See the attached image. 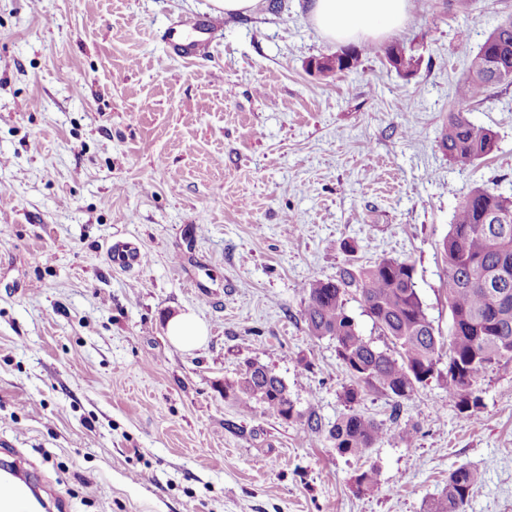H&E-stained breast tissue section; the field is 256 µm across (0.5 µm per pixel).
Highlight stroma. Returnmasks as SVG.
<instances>
[{"label":"stroma","instance_id":"obj_1","mask_svg":"<svg viewBox=\"0 0 512 512\" xmlns=\"http://www.w3.org/2000/svg\"><path fill=\"white\" fill-rule=\"evenodd\" d=\"M411 2L387 37L422 56L407 79L367 51L351 71L309 72L339 46L304 0L225 18L189 59L168 28L212 0H0V458L20 452L59 512H427L461 463L485 476L465 512H512L511 364L480 380L468 420L444 360L400 404L365 396L364 414L419 433L359 459L224 397L255 360L302 413L344 412L349 377L333 341L309 336L302 288L350 258L412 264L448 336L454 211L476 185L512 197V84L459 106V48L512 0ZM461 107L497 135L467 167L442 148ZM117 238L146 264L113 268ZM188 312L207 336L179 348L168 322ZM371 466L377 486L357 492Z\"/></svg>","mask_w":512,"mask_h":512}]
</instances>
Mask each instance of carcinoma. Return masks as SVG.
<instances>
[{
    "label": "carcinoma",
    "instance_id": "carcinoma-1",
    "mask_svg": "<svg viewBox=\"0 0 512 512\" xmlns=\"http://www.w3.org/2000/svg\"><path fill=\"white\" fill-rule=\"evenodd\" d=\"M466 74L455 96L467 103L479 87L512 82V15L498 23L477 50H464ZM387 63L411 78L421 58L397 44L384 49ZM360 62L354 48L342 55L316 58L309 68L321 76L351 71ZM448 161L471 166L497 148L495 132L474 124L464 111L448 113L442 138ZM447 258L446 294L451 323L448 332V401L458 414L470 418L481 412L480 378L503 361L512 362V199L482 186L471 188L457 206L448 236L443 240ZM303 319L310 336L328 337L336 358L351 384L344 388L347 411L328 429L332 448L342 456L362 457L377 443L394 437L406 444L416 429L394 434L357 409L368 393L394 403L410 398L437 370L443 342L423 308L414 281V267L382 258L372 264L340 267L332 279H313L303 287ZM359 298L363 312L390 346L380 349L367 340L347 310L348 296ZM224 398L250 409L262 405L279 420H304L312 432L322 430L314 413L303 415L284 382L267 366L248 361L236 379L224 382ZM484 474L469 465L448 472V485L430 512H463L464 505L483 483ZM357 490L377 484L374 467L355 479Z\"/></svg>",
    "mask_w": 512,
    "mask_h": 512
}]
</instances>
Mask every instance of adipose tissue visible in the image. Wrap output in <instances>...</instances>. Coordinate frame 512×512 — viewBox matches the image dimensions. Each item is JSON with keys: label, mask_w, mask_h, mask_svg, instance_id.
I'll return each instance as SVG.
<instances>
[{"label": "adipose tissue", "mask_w": 512, "mask_h": 512, "mask_svg": "<svg viewBox=\"0 0 512 512\" xmlns=\"http://www.w3.org/2000/svg\"><path fill=\"white\" fill-rule=\"evenodd\" d=\"M409 8L410 0H311L309 16L329 41L378 43L404 26Z\"/></svg>", "instance_id": "ef3b65f1"}]
</instances>
